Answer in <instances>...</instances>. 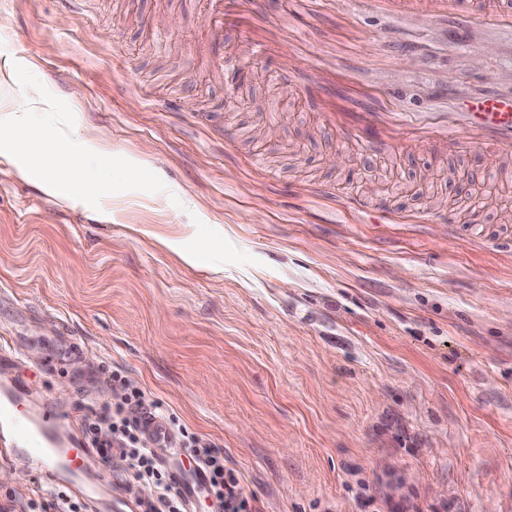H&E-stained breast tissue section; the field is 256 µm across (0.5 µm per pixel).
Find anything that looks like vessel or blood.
I'll use <instances>...</instances> for the list:
<instances>
[{
  "instance_id": "b4317fda",
  "label": "vessel or blood",
  "mask_w": 512,
  "mask_h": 512,
  "mask_svg": "<svg viewBox=\"0 0 512 512\" xmlns=\"http://www.w3.org/2000/svg\"><path fill=\"white\" fill-rule=\"evenodd\" d=\"M249 0H209L206 29L234 22ZM468 0H372L375 9L397 16H419L444 25L461 16L488 30L512 31V6L504 0H475L477 8L467 12ZM323 121L373 151L392 148H425L439 153L475 141L508 156L512 154V95L492 92L472 98L462 112H347L327 101ZM34 463L39 475L56 487L76 491L104 512L105 491L112 476L97 467L94 451L78 426L48 403H35L31 385L19 378L0 382V465Z\"/></svg>"
}]
</instances>
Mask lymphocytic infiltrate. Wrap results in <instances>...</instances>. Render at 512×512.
Returning a JSON list of instances; mask_svg holds the SVG:
<instances>
[{"instance_id": "obj_1", "label": "lymphocytic infiltrate", "mask_w": 512, "mask_h": 512, "mask_svg": "<svg viewBox=\"0 0 512 512\" xmlns=\"http://www.w3.org/2000/svg\"><path fill=\"white\" fill-rule=\"evenodd\" d=\"M111 398L98 411L87 414L81 430L95 448L102 468L122 479L129 495L135 496L139 512H187V500L176 488L171 470L165 468L146 437L145 416L165 418L176 427L175 418L165 417L161 405L120 371L107 373ZM181 448L203 469L205 486L215 500V512H249V502L237 473L224 465V453L205 439L182 433ZM152 495H138L140 486Z\"/></svg>"}]
</instances>
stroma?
Returning a JSON list of instances; mask_svg holds the SVG:
<instances>
[{"instance_id": "stroma-1", "label": "stroma", "mask_w": 512, "mask_h": 512, "mask_svg": "<svg viewBox=\"0 0 512 512\" xmlns=\"http://www.w3.org/2000/svg\"><path fill=\"white\" fill-rule=\"evenodd\" d=\"M207 2L0 0V61L56 102L32 122L70 116L114 154L84 161L74 207L0 161L16 373L77 421L112 363L223 450L252 512H512V157L377 153L305 90L320 59L353 81L354 111L442 112L447 89L512 74V35L473 44L462 19L443 37L370 0H255L220 36L225 69H252L231 83L209 71ZM139 152L160 181L106 221L103 190ZM351 194L389 209L348 210ZM455 200L451 230L436 215ZM12 474L0 507L43 506Z\"/></svg>"}]
</instances>
